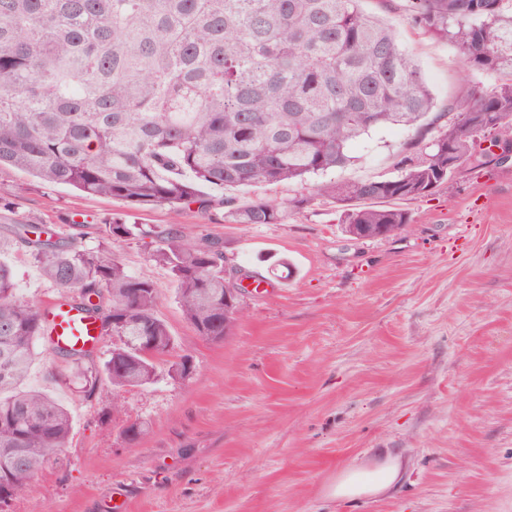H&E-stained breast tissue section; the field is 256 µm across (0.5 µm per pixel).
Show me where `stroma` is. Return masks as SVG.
<instances>
[{
  "mask_svg": "<svg viewBox=\"0 0 512 512\" xmlns=\"http://www.w3.org/2000/svg\"><path fill=\"white\" fill-rule=\"evenodd\" d=\"M363 8L392 24L439 107L464 93L455 46L380 0ZM413 136L399 126L363 136L354 163L327 177L391 176ZM0 199L63 237L86 224L101 239L116 216L174 226L264 280L214 342L185 319L156 240L114 242L126 270L154 282L156 313L194 371L176 380L162 361L152 384L102 379L88 398L67 360L37 344L26 385L67 407L73 428L0 512H512V158L398 201L409 224L366 240L345 235L322 197L277 224H228L220 209H132L6 166ZM9 259L19 301L62 297L25 252ZM138 420L150 428L132 443L124 430ZM388 455L404 464L390 492L336 500L341 470Z\"/></svg>",
  "mask_w": 512,
  "mask_h": 512,
  "instance_id": "stroma-1",
  "label": "stroma"
}]
</instances>
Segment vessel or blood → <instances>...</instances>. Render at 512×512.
<instances>
[{"mask_svg":"<svg viewBox=\"0 0 512 512\" xmlns=\"http://www.w3.org/2000/svg\"><path fill=\"white\" fill-rule=\"evenodd\" d=\"M46 345L61 352L86 351L98 347L101 334L98 322L61 300L49 302Z\"/></svg>","mask_w":512,"mask_h":512,"instance_id":"b4317fda","label":"vessel or blood"}]
</instances>
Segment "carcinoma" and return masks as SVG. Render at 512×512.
<instances>
[{"label":"carcinoma","mask_w":512,"mask_h":512,"mask_svg":"<svg viewBox=\"0 0 512 512\" xmlns=\"http://www.w3.org/2000/svg\"><path fill=\"white\" fill-rule=\"evenodd\" d=\"M413 24L458 50L471 84L452 119L390 178L316 184L340 205L343 230L399 231L400 208L364 201L431 194L466 164L490 162L477 140L512 143V0H403ZM495 81L493 89L480 77ZM435 98L394 29L361 0H0V167L132 208L224 206L228 224H277L308 197L241 203L225 191L303 182L353 162L351 144L389 126L434 125ZM0 203V493L25 488L66 446L72 418L23 382L46 335L45 312L15 299L7 256L23 249L42 276L72 293L101 335L125 336L101 366L68 352L85 396L102 377L138 387L175 350L156 315L153 283L129 274L112 242L154 237L157 262L199 335L224 340V254L171 229L115 217L92 247L10 218Z\"/></svg>","instance_id":"obj_1"}]
</instances>
